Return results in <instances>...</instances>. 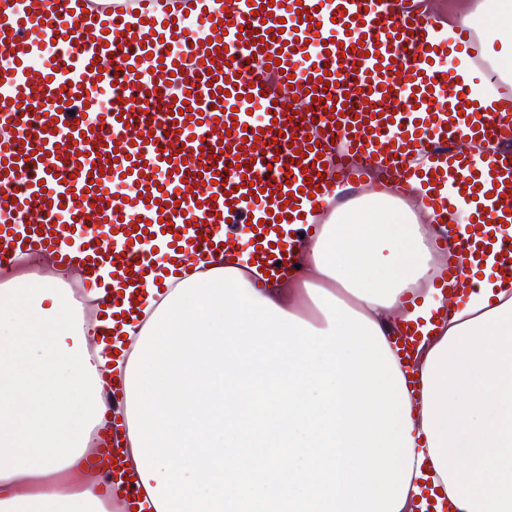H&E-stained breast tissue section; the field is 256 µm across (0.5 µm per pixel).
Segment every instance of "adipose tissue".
I'll return each instance as SVG.
<instances>
[{
	"label": "adipose tissue",
	"instance_id": "1",
	"mask_svg": "<svg viewBox=\"0 0 512 512\" xmlns=\"http://www.w3.org/2000/svg\"><path fill=\"white\" fill-rule=\"evenodd\" d=\"M476 33L512 32V0H478L442 21ZM406 197L362 196L336 208L316 241L296 239L289 285L258 296L314 328L328 321L308 293L317 286L392 336L397 325L429 334L415 362L399 363L408 385L414 460L400 512H512V280L491 267L474 277L463 306H448L434 279L437 230ZM141 325L86 322L53 276L0 283V512H105L90 477L77 493L36 491L38 479L77 465L107 411L98 369L127 364L113 347Z\"/></svg>",
	"mask_w": 512,
	"mask_h": 512
}]
</instances>
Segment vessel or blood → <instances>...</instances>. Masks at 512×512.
<instances>
[{
    "label": "vessel or blood",
    "instance_id": "b4317fda",
    "mask_svg": "<svg viewBox=\"0 0 512 512\" xmlns=\"http://www.w3.org/2000/svg\"><path fill=\"white\" fill-rule=\"evenodd\" d=\"M43 2L0 0L1 268L48 253L92 291L109 265L113 314L138 320L133 285L156 279L155 248L288 278L290 226L316 237L335 186L361 188L374 171L426 186L459 288L488 262L512 279V115L482 109L469 72L444 67L452 52L479 57L468 28L439 35L418 0H170L160 14L148 0H64L51 19ZM192 20L205 47L189 41ZM490 141L502 151L480 157ZM474 198L473 223L449 234ZM108 390L111 435L96 454L112 460V493L124 512H160L137 479L123 384Z\"/></svg>",
    "mask_w": 512,
    "mask_h": 512
}]
</instances>
